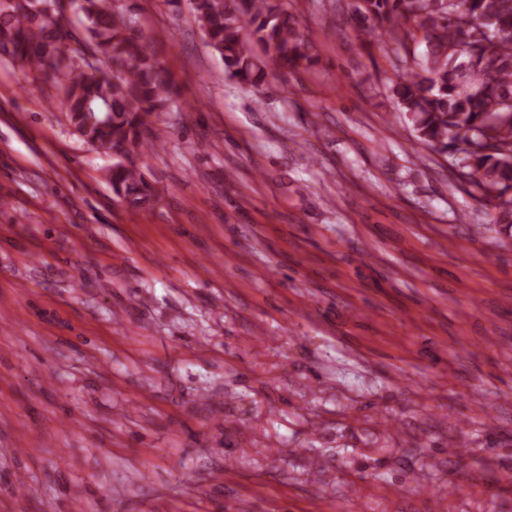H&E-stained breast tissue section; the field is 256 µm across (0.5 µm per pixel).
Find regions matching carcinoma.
Wrapping results in <instances>:
<instances>
[{"instance_id":"obj_1","label":"carcinoma","mask_w":512,"mask_h":512,"mask_svg":"<svg viewBox=\"0 0 512 512\" xmlns=\"http://www.w3.org/2000/svg\"><path fill=\"white\" fill-rule=\"evenodd\" d=\"M77 39L66 14H41L32 0H0V55L33 78L45 75L58 106L96 149L132 154L109 170L115 196L131 209L154 200L133 157L158 152L149 117L176 95L140 30L115 0H79ZM205 45L225 72L263 94L267 77L305 70L311 45L288 0H200ZM352 24L365 45L390 36L404 50L392 91L419 142L455 159L453 176L512 224V0H356ZM424 45L421 53L409 43ZM90 52L99 66L75 62Z\"/></svg>"}]
</instances>
